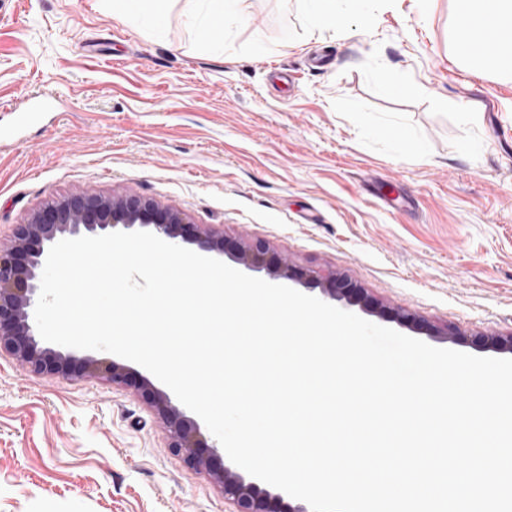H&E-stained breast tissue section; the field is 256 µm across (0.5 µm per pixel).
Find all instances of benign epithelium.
<instances>
[{
	"label": "benign epithelium",
	"instance_id": "1",
	"mask_svg": "<svg viewBox=\"0 0 512 512\" xmlns=\"http://www.w3.org/2000/svg\"><path fill=\"white\" fill-rule=\"evenodd\" d=\"M119 225L126 229L151 226L156 235L171 244L188 243L207 253L225 252L224 232L193 224L185 213L161 207L146 198L73 194L55 199L25 222L15 225L11 245L0 249V353H8L30 373L47 379L103 378L114 385L129 384L130 369L124 364L79 358L42 347L29 321V310L36 302L49 249L65 236H97ZM234 259L248 269L265 270L274 279L312 282L332 300L358 306L374 316L398 321L414 330H424L430 336L464 340L479 349L512 353V333L464 336L451 326L431 325L406 308L385 306L340 273L295 266L288 258L273 252L262 239L238 242ZM136 389L165 425L168 449L182 456L191 468L205 472L223 489L224 500L232 507L230 512H307L304 505H293L285 501L283 494L261 486L254 477L224 465L217 456L216 443H208L197 422L150 381L140 380Z\"/></svg>",
	"mask_w": 512,
	"mask_h": 512
}]
</instances>
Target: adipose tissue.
Here are the masks:
<instances>
[{
  "label": "adipose tissue",
  "instance_id": "ef3b65f1",
  "mask_svg": "<svg viewBox=\"0 0 512 512\" xmlns=\"http://www.w3.org/2000/svg\"><path fill=\"white\" fill-rule=\"evenodd\" d=\"M113 16L129 22L147 20L153 27L168 21L171 0H107ZM455 49L481 66L512 74V0H458ZM489 33V43L472 41V33Z\"/></svg>",
  "mask_w": 512,
  "mask_h": 512
}]
</instances>
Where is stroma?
<instances>
[{
	"instance_id": "35a3bbf8",
	"label": "stroma",
	"mask_w": 512,
	"mask_h": 512,
	"mask_svg": "<svg viewBox=\"0 0 512 512\" xmlns=\"http://www.w3.org/2000/svg\"><path fill=\"white\" fill-rule=\"evenodd\" d=\"M456 0H368L336 32L301 0H245L208 41L190 0L159 31L104 0H0V247L74 193L137 195L346 275L465 335L512 331V77L453 47ZM384 70L407 80L390 97ZM422 141L408 153L373 126ZM135 388L48 380L0 355V512H228ZM56 109V99L49 94L27 96L15 106V112L20 124H25L41 112H49Z\"/></svg>"
}]
</instances>
